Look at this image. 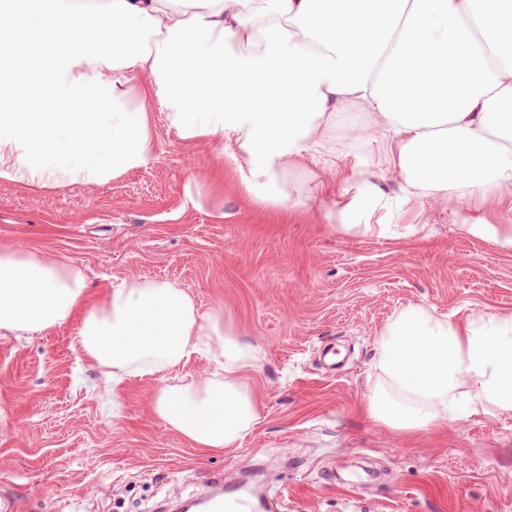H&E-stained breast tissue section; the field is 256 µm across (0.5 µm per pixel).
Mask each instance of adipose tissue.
<instances>
[{
    "label": "adipose tissue",
    "mask_w": 512,
    "mask_h": 512,
    "mask_svg": "<svg viewBox=\"0 0 512 512\" xmlns=\"http://www.w3.org/2000/svg\"><path fill=\"white\" fill-rule=\"evenodd\" d=\"M0 0V179L99 183L154 150L143 100L172 98L183 140L230 148L260 171L261 202L287 206L288 174L325 151L337 111H357L412 195L491 196L512 186V0ZM111 81H104V71ZM137 73L153 77L134 83ZM80 316L82 352L107 380L167 374L200 345L220 379L161 388L154 408L195 448L231 446L258 419L243 376L252 347L182 288L149 278L91 304L83 273L42 251L0 249V332H41ZM367 411L430 430L464 411L512 412V316L462 323L424 305L382 331Z\"/></svg>",
    "instance_id": "ef3b65f1"
}]
</instances>
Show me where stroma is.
<instances>
[{
  "label": "stroma",
  "mask_w": 512,
  "mask_h": 512,
  "mask_svg": "<svg viewBox=\"0 0 512 512\" xmlns=\"http://www.w3.org/2000/svg\"><path fill=\"white\" fill-rule=\"evenodd\" d=\"M155 152L105 183L45 189L0 180V247L38 249L81 269L102 306L123 280L183 288L201 311L257 351L245 383L259 418L217 454H203L154 411L164 384L210 379L193 356L166 377L119 387L79 349V318L30 336L0 334V512H165L171 498L260 476L280 512H512V416L461 414L428 431L369 416L377 340L402 307L463 322L512 315V211L494 200L408 197L396 170L380 195L349 181L385 147L336 118L335 167L291 171L294 209L244 190L260 181L219 145L180 138L172 105L145 103ZM324 180L329 189L317 191ZM367 207L330 221L347 194ZM487 224V233H471Z\"/></svg>",
  "instance_id": "stroma-1"
}]
</instances>
